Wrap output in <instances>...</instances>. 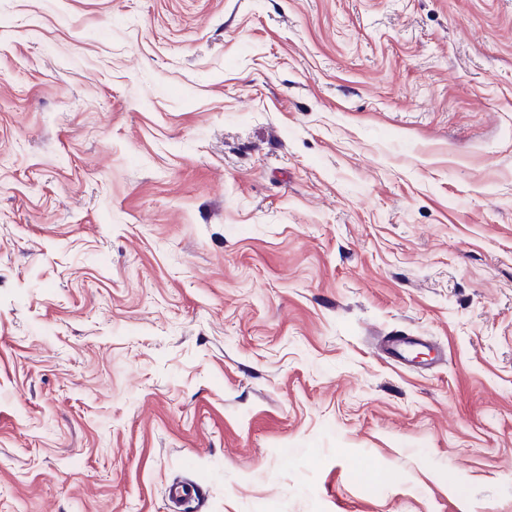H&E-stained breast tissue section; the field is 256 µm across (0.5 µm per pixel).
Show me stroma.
I'll use <instances>...</instances> for the list:
<instances>
[{"mask_svg":"<svg viewBox=\"0 0 512 512\" xmlns=\"http://www.w3.org/2000/svg\"><path fill=\"white\" fill-rule=\"evenodd\" d=\"M0 512H512V0H0Z\"/></svg>","mask_w":512,"mask_h":512,"instance_id":"stroma-1","label":"stroma"}]
</instances>
